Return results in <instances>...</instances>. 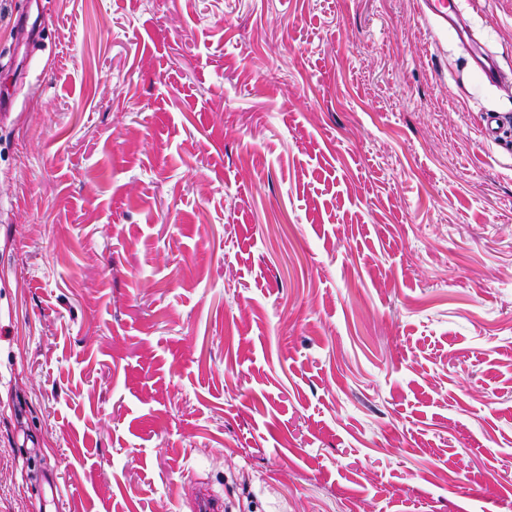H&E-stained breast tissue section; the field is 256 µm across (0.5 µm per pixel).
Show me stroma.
<instances>
[{"label": "stroma", "instance_id": "1", "mask_svg": "<svg viewBox=\"0 0 512 512\" xmlns=\"http://www.w3.org/2000/svg\"><path fill=\"white\" fill-rule=\"evenodd\" d=\"M454 2L497 84L420 0H0V512H512V0ZM471 58L484 81L495 83L501 77L494 59L477 43H473L470 52Z\"/></svg>", "mask_w": 512, "mask_h": 512}]
</instances>
